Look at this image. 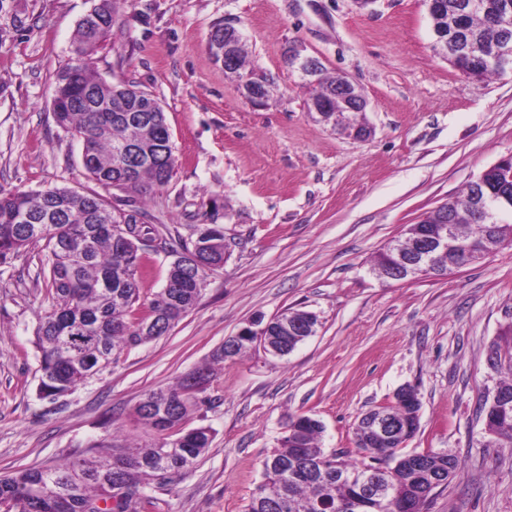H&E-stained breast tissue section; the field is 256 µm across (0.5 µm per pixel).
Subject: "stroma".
Here are the masks:
<instances>
[{"instance_id":"35a3bbf8","label":"stroma","mask_w":512,"mask_h":512,"mask_svg":"<svg viewBox=\"0 0 512 512\" xmlns=\"http://www.w3.org/2000/svg\"><path fill=\"white\" fill-rule=\"evenodd\" d=\"M89 0H0V187L93 189L82 146L51 110ZM94 62L162 103L178 167L143 201L157 235L224 230V268L194 310L157 340L59 400L40 397L38 319L49 308L43 244L0 264V475L145 444L133 411L149 391L210 359L252 318L315 312L320 326L288 356L253 346L216 367L186 428L212 441L187 476L155 490L158 512H244L289 417L324 426L326 452H354L366 411L414 386L419 428L406 452L455 456L426 512H512V448L485 429L484 406L512 367V245L441 277L380 279L374 257L406 225L512 155V71L475 79L433 49L424 0H126ZM237 28L276 90L245 100L208 49ZM302 44L329 74L356 80L374 133L347 139L316 122L285 62Z\"/></svg>"}]
</instances>
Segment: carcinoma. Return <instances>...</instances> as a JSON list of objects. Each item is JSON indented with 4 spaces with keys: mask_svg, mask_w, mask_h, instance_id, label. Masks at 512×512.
<instances>
[{
    "mask_svg": "<svg viewBox=\"0 0 512 512\" xmlns=\"http://www.w3.org/2000/svg\"><path fill=\"white\" fill-rule=\"evenodd\" d=\"M119 2L106 0L104 12L81 19L73 43V55L83 58L85 76L101 91L100 100L80 102L67 112L54 113V119L86 152L108 161L106 166L84 169L96 184L124 193V207L93 190L80 193L55 186L26 192L0 187V264L29 245L45 243L42 272L52 305L39 318L35 336L41 353L39 392L54 400L110 368L121 349L165 335L197 305L208 278L224 267V231L217 225H201L202 238L190 244L178 235L158 239L152 216L141 204L148 194L169 185L178 158L161 102L132 82L107 81L92 65L91 56L104 42L101 32H112L116 23ZM482 2L483 9L466 17L459 29L442 16L433 15L431 20L436 31L446 27L454 42L485 51L481 62L448 57L459 71H474L483 78L512 70V54L505 59L498 55L502 43L512 47V0ZM231 57L229 76L236 78L251 69L242 39L236 40ZM307 87L311 105L330 111L340 106L336 78L325 69ZM129 165L137 168V177L125 181ZM477 194L498 208L500 195L512 197V168L487 174L483 185L474 180L465 192L427 212L420 223L438 230L446 210L460 240L477 250L496 252L499 240L512 235V208L493 227L481 212L463 207ZM154 241L172 262L159 296L146 303L139 288V251ZM275 320L295 326L288 339L271 340L282 357L315 334L319 322L315 313L301 309L288 310ZM253 344L243 337L230 351L221 345L213 351L212 362L232 360ZM209 378V369H197L177 385L145 395L136 406L138 422L159 434L149 446L102 443L91 459L1 475L0 505L7 512H155L151 483L162 487L187 475L209 447V429L183 427ZM381 413L402 420L397 402L367 411L354 432L360 458H335L330 471L318 476L305 473L302 462L327 455L323 426L311 416L291 418L279 447L263 462V480L245 512H353L350 504L357 492L336 474L370 471L378 480L390 482L396 498L395 504L381 505L377 512H425L430 493L448 483L458 461L434 451L397 454L415 435L413 430L400 432L389 443H375L369 424ZM489 431L501 447H512V415L496 420Z\"/></svg>",
    "mask_w": 512,
    "mask_h": 512,
    "instance_id": "cac0c4a2",
    "label": "carcinoma"
}]
</instances>
